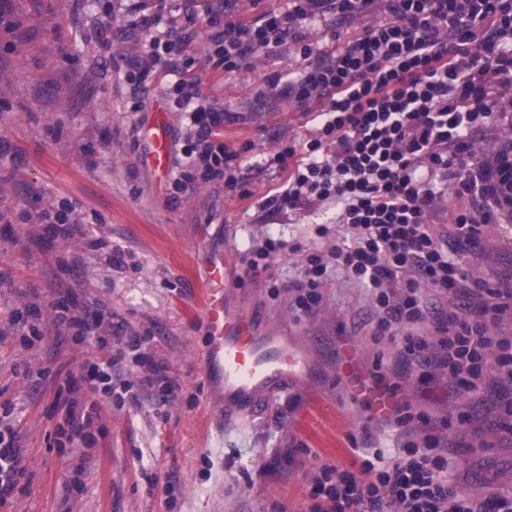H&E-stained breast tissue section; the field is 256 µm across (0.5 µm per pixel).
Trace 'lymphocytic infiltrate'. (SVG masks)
<instances>
[{
  "label": "lymphocytic infiltrate",
  "mask_w": 512,
  "mask_h": 512,
  "mask_svg": "<svg viewBox=\"0 0 512 512\" xmlns=\"http://www.w3.org/2000/svg\"><path fill=\"white\" fill-rule=\"evenodd\" d=\"M238 0L209 8L207 21L195 9L171 19L170 40L155 36L166 0H135L133 27L150 35V50L128 73L140 85L174 49L179 31L202 27L210 58L225 72L238 69L257 50L292 48L304 69L281 92L295 105L324 102V119L308 138H296L264 158L268 170L286 178L264 205L303 220L334 203L328 248L308 255L292 282L297 310L313 314L319 289L331 274L369 288L378 319L374 342L406 329L399 357L448 373L449 387L476 392L488 376L512 385V336L489 321L512 306V292L464 285L448 256L449 246L475 243L486 224L512 222V141L495 142L489 155L468 162L475 136L495 130L505 100L512 98V0H287L283 10L249 22L236 20ZM381 8L383 16L331 50L312 32L319 23H343ZM165 95L185 111L184 161L171 183L185 191L198 182L244 185L241 148L221 142L224 116L203 101L197 83H168ZM431 288L447 308L428 306ZM55 321L75 341L98 337L105 356L67 373L68 443L92 444L100 415L78 397L80 386L111 397L112 369L143 336L112 322L99 309L55 306ZM432 322L439 338L416 334ZM358 471L322 465L314 480L310 512H512V489L464 492L448 483L451 462L438 438L425 434L388 456L361 449ZM25 475L16 436L0 424V507Z\"/></svg>",
  "instance_id": "1"
}]
</instances>
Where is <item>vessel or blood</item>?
Returning <instances> with one entry per match:
<instances>
[{
	"mask_svg": "<svg viewBox=\"0 0 512 512\" xmlns=\"http://www.w3.org/2000/svg\"><path fill=\"white\" fill-rule=\"evenodd\" d=\"M167 124L166 107L156 104L150 128L151 163L164 177L172 167ZM204 284L205 375L224 398V424L230 428L268 412L282 393L302 383L309 366L288 335L264 330L247 302L232 298V265L226 252L211 253ZM341 348L338 379L350 398L364 402L373 417H389L394 398L370 387L367 374L359 366L360 351L355 345L345 342Z\"/></svg>",
	"mask_w": 512,
	"mask_h": 512,
	"instance_id": "vessel-or-blood-1",
	"label": "vessel or blood"
}]
</instances>
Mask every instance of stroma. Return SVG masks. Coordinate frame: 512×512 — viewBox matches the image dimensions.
<instances>
[{
  "label": "stroma",
  "mask_w": 512,
  "mask_h": 512,
  "mask_svg": "<svg viewBox=\"0 0 512 512\" xmlns=\"http://www.w3.org/2000/svg\"><path fill=\"white\" fill-rule=\"evenodd\" d=\"M124 0H6L0 9V416L17 438L26 477L0 512H308L321 465L354 469L353 442L403 445L400 432L352 403L340 386L336 343H359L367 368L399 385L423 421L416 431L438 436L455 468L449 481L474 490L485 476L512 482V437L501 416L512 387L488 381L475 394L449 395L448 377L401 362L395 342L373 343L370 293L335 275L321 288L319 309L299 315L288 285L301 258L285 254L268 270L250 271V250L264 236L320 248L318 227L334 205L298 224L264 209L280 173L260 168L261 155L314 128L322 103H289L274 82L297 76L303 62L288 48L254 53L225 75L207 62L203 34L184 36L183 50L133 91L127 73L147 48L133 34ZM193 79L208 103L225 111L223 140L252 143L246 197L201 183L169 200V179L148 164L145 136L153 106L175 76ZM83 216L66 241L44 235L36 216L55 200ZM30 217L21 223L20 214ZM133 254L134 266L113 269L89 250L96 238ZM227 250L238 285L262 308L267 324L294 336L311 367L300 387L267 415L235 428L208 387L202 358L204 266L211 249ZM80 263H72V256ZM470 279L512 285V241L484 227L474 248L455 253ZM91 305L113 322L148 335L167 367L166 386L143 383L134 356L112 370L123 396L97 401L105 433L85 448L61 446L64 418L54 401L59 383L98 356L96 337L75 342L54 320L53 305ZM42 309L40 321L27 312ZM37 326L22 346L19 335ZM470 421L459 424V415Z\"/></svg>",
  "instance_id": "35a3bbf8"
}]
</instances>
